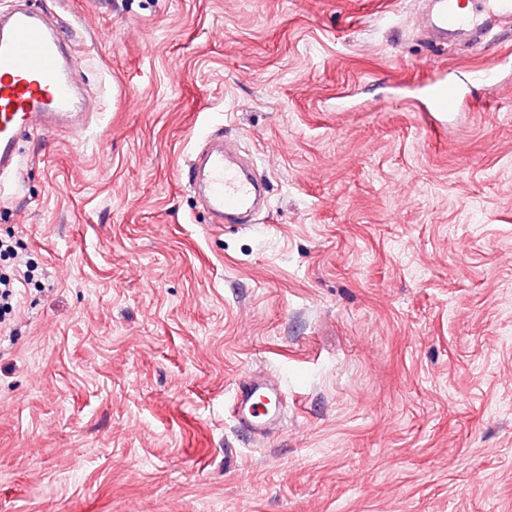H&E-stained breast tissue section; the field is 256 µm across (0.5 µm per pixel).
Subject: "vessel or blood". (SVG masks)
<instances>
[{
	"label": "vessel or blood",
	"instance_id": "b4317fda",
	"mask_svg": "<svg viewBox=\"0 0 512 512\" xmlns=\"http://www.w3.org/2000/svg\"><path fill=\"white\" fill-rule=\"evenodd\" d=\"M479 10L461 0H434L422 22L428 45L452 30H476L483 15L512 20V0H480ZM70 23L14 5L0 11V194L16 187L21 172V141L34 133L89 134L97 109L78 78L71 52ZM466 78L429 85L432 111L451 113L463 96ZM235 144L206 135L188 166V181L211 223H236L255 209L258 184L233 160ZM231 407L238 428L253 438L282 422V389L267 375L243 374Z\"/></svg>",
	"mask_w": 512,
	"mask_h": 512
}]
</instances>
